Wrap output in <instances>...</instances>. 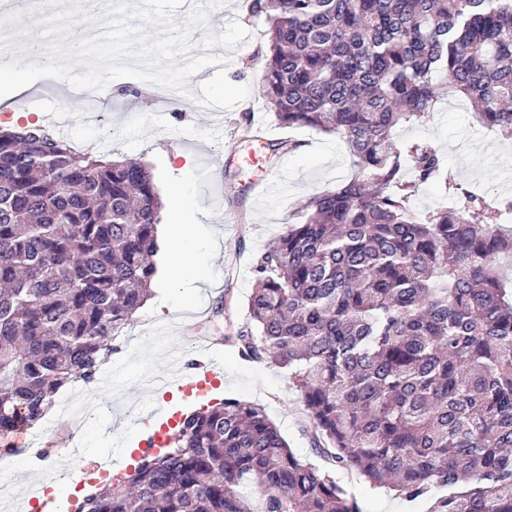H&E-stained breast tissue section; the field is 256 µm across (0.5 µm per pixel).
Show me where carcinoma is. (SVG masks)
<instances>
[{
	"label": "carcinoma",
	"mask_w": 512,
	"mask_h": 512,
	"mask_svg": "<svg viewBox=\"0 0 512 512\" xmlns=\"http://www.w3.org/2000/svg\"><path fill=\"white\" fill-rule=\"evenodd\" d=\"M269 23L263 96L284 127L341 135L353 174L260 256L242 357L288 370L315 454L265 410L226 399L183 417L163 452L90 491L84 512H362L346 470L431 512H512V197L442 179L398 146L443 95L512 139V0H250ZM150 171L40 126L0 128V435L117 351L157 268ZM443 200V186L441 183H428L422 185L414 197L412 205L417 212H424Z\"/></svg>",
	"instance_id": "obj_1"
}]
</instances>
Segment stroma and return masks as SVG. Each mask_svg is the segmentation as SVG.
Segmentation results:
<instances>
[{"label": "stroma", "mask_w": 512, "mask_h": 512, "mask_svg": "<svg viewBox=\"0 0 512 512\" xmlns=\"http://www.w3.org/2000/svg\"><path fill=\"white\" fill-rule=\"evenodd\" d=\"M232 20L247 30V37L233 51L214 49L229 57V80L250 88L249 97L232 110L201 108L192 96L200 82L214 75L211 66L190 77L189 93L174 107L158 101L149 83L112 81L108 96L100 100L101 109L112 116L108 134L86 118V98L73 97L63 81L51 91L38 81L23 93L0 99V124L44 126L49 113L63 110L71 118L65 135L70 144L94 141L99 153L145 164L159 194L175 189L190 202L186 221L193 226L194 250L209 256L211 271L205 278L187 280L175 289L157 281L150 305L140 308L117 338L119 350L105 365L112 386L97 388L91 403L99 416L78 423L73 431L88 462L135 447L138 433L127 407L136 405L144 413L157 402L144 389V380L195 358V347L175 334V325L197 322L202 335L219 337L244 323L256 259L286 225L299 222L305 201L335 189L352 173L340 135L278 125L260 90L268 24L250 16L243 0H225L210 10L208 26L218 34ZM131 87L140 90V97L128 96ZM395 138L431 144L442 157L444 176L463 187L512 197V146L496 131L478 126L465 100L441 99L424 123L398 129ZM221 300L229 305V318L212 315ZM219 357L224 383L210 397L262 406L294 453L318 463L301 432L306 416L287 371L243 359L227 344ZM340 480L362 512H430L435 500L429 494L408 501L346 473Z\"/></svg>", "instance_id": "35a3bbf8"}]
</instances>
